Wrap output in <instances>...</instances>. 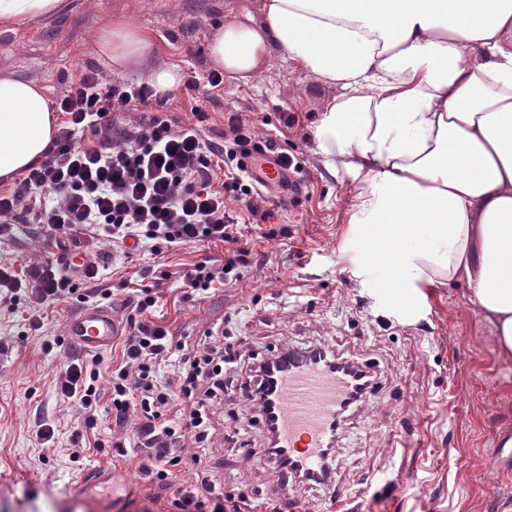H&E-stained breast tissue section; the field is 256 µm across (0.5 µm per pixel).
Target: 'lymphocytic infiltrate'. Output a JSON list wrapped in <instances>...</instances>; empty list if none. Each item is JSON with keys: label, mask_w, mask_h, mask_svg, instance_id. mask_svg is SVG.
<instances>
[{"label": "lymphocytic infiltrate", "mask_w": 512, "mask_h": 512, "mask_svg": "<svg viewBox=\"0 0 512 512\" xmlns=\"http://www.w3.org/2000/svg\"><path fill=\"white\" fill-rule=\"evenodd\" d=\"M206 83L203 102L192 107V121L181 127L159 114L119 124L113 113L151 108L161 102L162 92L144 83H106L97 69L86 68L55 101L63 119L44 161L0 191V228L38 224L60 240L81 226L93 238L115 245L220 242L222 266L202 261L173 277L194 291L238 281L250 251L231 207L241 203L247 210L255 208L258 190L248 180L245 160L258 140L253 124L236 112L227 117L223 143L206 140L204 101L223 85V72L210 71ZM88 132L93 135L89 142L83 139ZM150 275L142 270L146 283L130 300L131 333L109 380H102L101 361L95 357L60 367L57 389L80 404L86 423L102 411L113 427L131 432L153 483L174 489L173 512H242L238 501L225 500L209 457L193 456L185 477H177L181 458L175 450L187 436L207 447L224 401L225 365L239 364L240 391L257 409L264 406L267 379L276 366L268 359L241 361L220 326L194 341L172 336L167 326L149 318L159 299L148 283ZM74 296L83 303L90 300L53 259L19 272L0 263V309L26 312L31 331L42 329L43 309ZM168 362L176 368L175 377L164 382L159 371Z\"/></svg>", "instance_id": "f902f5d3"}]
</instances>
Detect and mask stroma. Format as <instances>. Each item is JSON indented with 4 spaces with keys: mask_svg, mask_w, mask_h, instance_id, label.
<instances>
[{
    "mask_svg": "<svg viewBox=\"0 0 512 512\" xmlns=\"http://www.w3.org/2000/svg\"><path fill=\"white\" fill-rule=\"evenodd\" d=\"M262 3L71 0L55 17L0 25V73L37 82L51 99L88 66L106 83L141 84L150 71L173 65L201 79L213 68L207 46L217 25L246 12L260 16ZM109 24L146 34L152 50L141 65L116 71L98 52L96 35ZM301 91L300 103L294 95ZM333 95L277 51L249 81L225 77L207 104V139L221 141L227 113H242L259 136L293 156L303 191L293 203L266 195L267 219L242 213L252 248L236 285L187 294L180 283L163 281L153 317L177 336L199 337L223 324L245 357L324 346L374 368L382 388L346 413L329 458L331 485L293 480L281 500L269 494L273 468L256 467L250 456L263 445L264 428L241 423L248 405L236 370L226 367L224 406L208 447L215 472L225 493L244 497L250 512L293 506L299 512H512V452L500 445L512 436V363L499 358L494 329L465 283L432 289L426 302L411 306L390 293L379 267L356 274L343 247L355 188L329 175L315 153L314 122ZM288 114L295 117L289 127ZM64 248L100 263L112 312L122 322L140 269L172 271L224 259L223 245L191 243L159 255L146 248L128 260L82 230L60 246L24 224L14 237L0 239V261L21 269ZM80 307L73 299L47 309L42 329L29 333L20 314L0 312V512H72L74 487L104 472L124 487L125 497L171 512L170 491L140 468L136 448L114 457L110 443L121 432L111 419H98L92 431L105 451H88L78 464L69 460L85 426L78 405L60 397L55 373L66 359L90 357L64 333ZM42 419L57 426V449L47 464L35 440Z\"/></svg>",
    "mask_w": 512,
    "mask_h": 512,
    "instance_id": "stroma-1",
    "label": "stroma"
}]
</instances>
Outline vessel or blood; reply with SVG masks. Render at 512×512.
Returning a JSON list of instances; mask_svg holds the SVG:
<instances>
[{
    "instance_id": "obj_1",
    "label": "vessel or blood",
    "mask_w": 512,
    "mask_h": 512,
    "mask_svg": "<svg viewBox=\"0 0 512 512\" xmlns=\"http://www.w3.org/2000/svg\"><path fill=\"white\" fill-rule=\"evenodd\" d=\"M118 330L111 309L97 306L73 314L65 325L69 339L87 351L110 345ZM349 391V377L308 359L278 376L271 410L263 414L262 423L277 430L288 473L324 469V451L334 445L340 406Z\"/></svg>"
}]
</instances>
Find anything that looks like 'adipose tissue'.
Instances as JSON below:
<instances>
[{
    "label": "adipose tissue",
    "mask_w": 512,
    "mask_h": 512,
    "mask_svg": "<svg viewBox=\"0 0 512 512\" xmlns=\"http://www.w3.org/2000/svg\"><path fill=\"white\" fill-rule=\"evenodd\" d=\"M66 0H0V24ZM100 54L125 68L151 44L107 26ZM284 53L337 96L315 123L326 170L356 191L345 245L380 263L401 297L466 280L512 362V0H264L209 41L224 72L253 77ZM57 129L44 88L0 75V181L40 163Z\"/></svg>",
    "instance_id": "obj_1"
}]
</instances>
